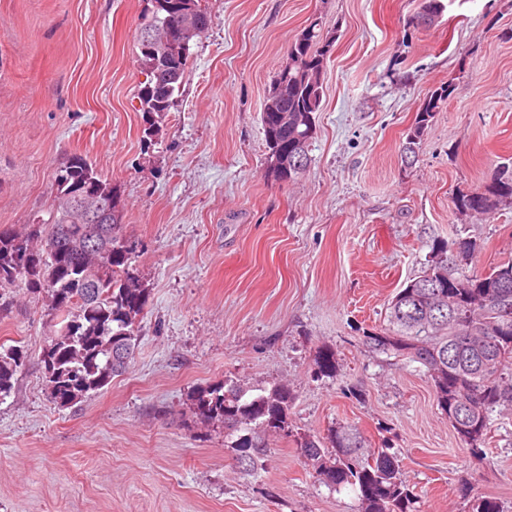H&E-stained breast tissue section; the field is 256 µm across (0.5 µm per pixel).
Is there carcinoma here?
I'll return each mask as SVG.
<instances>
[{
    "label": "carcinoma",
    "instance_id": "carcinoma-1",
    "mask_svg": "<svg viewBox=\"0 0 512 512\" xmlns=\"http://www.w3.org/2000/svg\"><path fill=\"white\" fill-rule=\"evenodd\" d=\"M144 17L164 20L171 16L170 0H149ZM333 40L323 37L319 24L305 27L291 43L288 71L273 81L288 80V94L273 103L275 112H261L267 157H279L271 176L290 181L310 163L309 147L316 135V112L323 95L322 76ZM192 52L180 53L168 66L140 51L136 62L146 80L138 90L140 111L152 129L168 116L176 90L189 69ZM452 93L449 84L432 90L421 103L407 134L401 157L408 165L417 158L431 120ZM84 185L123 203L118 187L104 179L82 156L67 162ZM512 204V175L498 173L482 192L461 194L455 207L461 214L489 215L503 202ZM48 218L20 233L0 228V288L45 290L51 311L61 324L59 336L44 351L50 398L68 406L86 394L105 387L125 372L134 359L137 338L134 325L146 304V288L130 271L135 242L123 237L125 213L106 216L98 224H83L71 235L63 233L67 216L50 203ZM459 262L448 264L451 244L437 242L420 275L398 289L388 302V325L364 336L370 351L420 364L433 382L437 404L461 441L474 447L485 441L491 415L512 405V315L500 309L512 306V259L483 273H468L477 249L461 239ZM19 354L0 353V399L10 395ZM290 394L285 387L249 396L236 382L201 389L194 399L202 419L224 423L234 433L246 426L255 436L241 442L239 468L250 476L257 469L266 444L261 432L287 426ZM363 439L357 429L339 427L333 434L332 464L323 462L322 443L308 439L300 454L312 461L325 481L358 490L359 512H412L413 493L399 477L393 456L381 452L362 461Z\"/></svg>",
    "mask_w": 512,
    "mask_h": 512
}]
</instances>
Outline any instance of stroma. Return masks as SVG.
I'll list each match as a JSON object with an SVG mask.
<instances>
[{"label":"stroma","instance_id":"obj_1","mask_svg":"<svg viewBox=\"0 0 512 512\" xmlns=\"http://www.w3.org/2000/svg\"><path fill=\"white\" fill-rule=\"evenodd\" d=\"M204 0L208 31L166 121L144 141L136 62L147 0H0V225L44 215L82 155L125 203L147 299L123 375L76 404L48 396L49 297L7 294L0 352L24 362L0 401V512H357L297 446L348 425L363 456L396 458L413 512H512V408L468 447L418 364L376 354L389 299L433 242L470 239L480 272L512 259V205L462 215L455 197L512 164V0ZM333 36L311 163L266 173L260 114L311 21ZM452 83L413 165L400 147L429 91ZM331 353L336 368L318 361ZM233 380L288 386L287 430L255 475L239 433L191 406Z\"/></svg>","mask_w":512,"mask_h":512}]
</instances>
